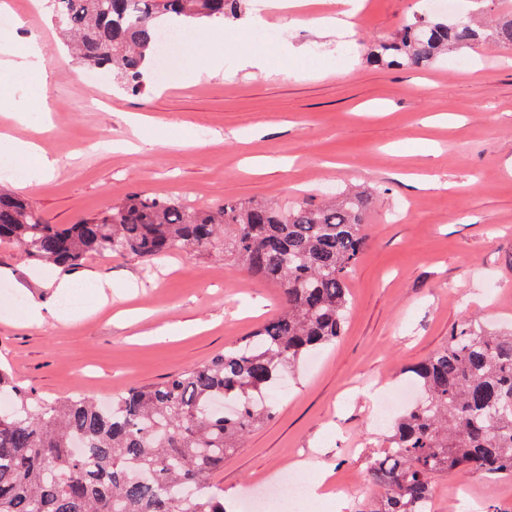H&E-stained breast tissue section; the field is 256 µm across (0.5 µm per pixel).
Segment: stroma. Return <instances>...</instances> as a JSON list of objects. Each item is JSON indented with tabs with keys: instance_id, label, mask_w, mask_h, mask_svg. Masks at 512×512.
I'll list each match as a JSON object with an SVG mask.
<instances>
[{
	"instance_id": "35a3bbf8",
	"label": "stroma",
	"mask_w": 512,
	"mask_h": 512,
	"mask_svg": "<svg viewBox=\"0 0 512 512\" xmlns=\"http://www.w3.org/2000/svg\"><path fill=\"white\" fill-rule=\"evenodd\" d=\"M17 21L0 26L15 52L38 36L46 77L14 72L16 104L47 94L48 113L18 121L0 111V134L37 140L57 161L43 181L0 179L53 224L101 213L134 192L182 194L198 207L227 200L320 202L326 187L374 196L367 246L348 275L351 309L336 344L303 364L275 414L227 458L213 480L227 512L254 481L294 470L307 482L332 476L329 501L302 512H365L368 461L385 442L376 407L396 397L410 366L450 331L478 320L512 326V46L448 51L422 70L374 64L369 53L422 0H366L354 35H325L312 8L284 21L265 14L282 41L224 23V65L187 34L168 82L150 75L141 93L120 80L84 82L41 0H13ZM276 58L281 71L243 66L244 54ZM467 57L471 67L454 62ZM150 116L132 126L128 113ZM433 175L440 190L414 178ZM38 264L0 244V368L33 399L72 393L105 400L223 352L281 307L277 288L231 269L222 254L194 251L147 261L96 255L77 280H110L112 301L69 323L21 320L22 290L52 300ZM470 484L483 512H512V478L476 473L436 478L431 512H460L457 485Z\"/></svg>"
}]
</instances>
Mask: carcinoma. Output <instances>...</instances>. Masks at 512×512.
I'll list each match as a JSON object with an SVG mask.
<instances>
[{
  "label": "carcinoma",
  "instance_id": "obj_1",
  "mask_svg": "<svg viewBox=\"0 0 512 512\" xmlns=\"http://www.w3.org/2000/svg\"><path fill=\"white\" fill-rule=\"evenodd\" d=\"M56 29L86 67L133 93L157 61L165 26L234 18L242 0H47ZM512 43V16L484 29L425 12L380 42L370 61L426 68L453 47ZM366 192L281 208L259 201L197 209L182 195L133 194L76 224H49L0 191V242L66 271L91 254L153 259L217 247L224 261L282 292L284 309L206 362L136 384L103 403L36 402L0 369V512H226L211 492L224 459L274 416L269 393L342 336L347 276L364 251ZM419 399L370 458L367 512H429L434 479L512 477V329L464 324L410 368Z\"/></svg>",
  "mask_w": 512,
  "mask_h": 512
}]
</instances>
